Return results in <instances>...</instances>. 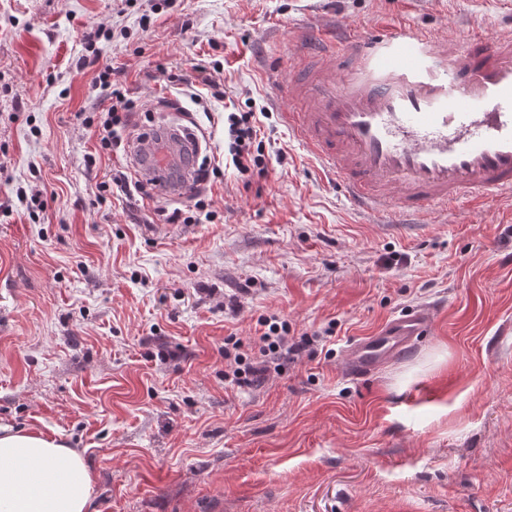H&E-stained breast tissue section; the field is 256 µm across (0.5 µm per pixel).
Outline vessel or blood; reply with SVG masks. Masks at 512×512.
<instances>
[{
	"mask_svg": "<svg viewBox=\"0 0 512 512\" xmlns=\"http://www.w3.org/2000/svg\"><path fill=\"white\" fill-rule=\"evenodd\" d=\"M299 41L319 64L289 84L298 108L288 125L356 206L376 212L392 203L435 224L473 193L512 196V29L493 45L472 31L451 52L406 25L373 38L348 27L320 29ZM197 149L193 138L149 133L130 157L156 194L168 197L170 167ZM429 323L422 310L392 320L350 345L345 372L374 374Z\"/></svg>",
	"mask_w": 512,
	"mask_h": 512,
	"instance_id": "obj_1",
	"label": "vessel or blood"
}]
</instances>
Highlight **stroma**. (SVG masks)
Instances as JSON below:
<instances>
[{
    "label": "stroma",
    "instance_id": "obj_1",
    "mask_svg": "<svg viewBox=\"0 0 512 512\" xmlns=\"http://www.w3.org/2000/svg\"><path fill=\"white\" fill-rule=\"evenodd\" d=\"M154 2L0 0V422L79 452L90 512H512V199L477 195L438 224L365 215L277 93L327 19L367 37L411 21L457 47L505 30L503 0ZM98 25L111 40L76 68ZM106 65L135 103L126 138L199 140L213 221L164 223L191 183L100 191L131 168L80 118L102 107ZM231 104L270 112L267 171L246 181L224 166ZM417 309L427 336L369 379L343 374L350 341ZM262 315L312 345L261 387L225 385V336L252 340Z\"/></svg>",
    "mask_w": 512,
    "mask_h": 512
}]
</instances>
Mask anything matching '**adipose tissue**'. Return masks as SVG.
I'll return each instance as SVG.
<instances>
[{"label":"adipose tissue","instance_id":"1","mask_svg":"<svg viewBox=\"0 0 512 512\" xmlns=\"http://www.w3.org/2000/svg\"><path fill=\"white\" fill-rule=\"evenodd\" d=\"M93 477L60 438L0 423V512H88Z\"/></svg>","mask_w":512,"mask_h":512}]
</instances>
